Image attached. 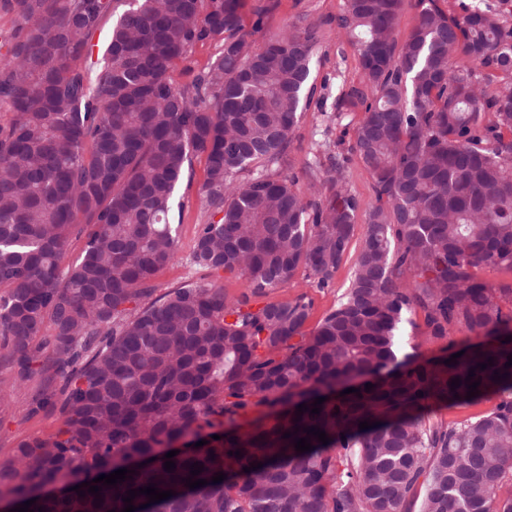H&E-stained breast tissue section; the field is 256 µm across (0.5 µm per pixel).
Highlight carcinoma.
<instances>
[{
	"label": "carcinoma",
	"instance_id": "obj_1",
	"mask_svg": "<svg viewBox=\"0 0 512 512\" xmlns=\"http://www.w3.org/2000/svg\"><path fill=\"white\" fill-rule=\"evenodd\" d=\"M507 2L450 16L439 0H344L336 27L357 48L364 87L340 101L364 107L351 150L373 200L349 285L308 332L312 299L270 293L300 269L310 287H329L359 208L339 153L308 202L284 171L320 26L301 18L264 34L272 0H254L249 28L245 0H0L18 21L0 54V100L13 114L0 126V358L14 368L0 404L40 374L29 413L53 409L64 378L62 425L0 463V496L33 499L34 512H122L128 490L153 483L175 495L132 505L512 512V491L501 494L512 486V309L500 305L512 286L472 272L512 270ZM408 8L416 21L400 42ZM213 41L208 64L176 82L177 65ZM198 155L201 202L218 220L198 226L189 264L244 280L236 300L204 278L156 294L178 250V187ZM74 239L83 247L64 266ZM415 310L432 340L456 326L485 340L427 359L404 353L398 333ZM471 381L480 385L468 400ZM348 388L360 393L340 395ZM486 395L497 403L479 417L434 418ZM312 427L329 443L312 436L313 449L296 451ZM201 435L207 444L192 446ZM179 440L188 446L168 472ZM194 463L203 469L192 477ZM123 468L132 478L102 486L98 507L88 487L72 490ZM188 477L208 484L190 489Z\"/></svg>",
	"mask_w": 512,
	"mask_h": 512
}]
</instances>
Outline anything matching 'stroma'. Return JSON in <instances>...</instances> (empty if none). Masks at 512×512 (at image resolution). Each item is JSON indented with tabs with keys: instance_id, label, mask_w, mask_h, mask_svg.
Masks as SVG:
<instances>
[{
	"instance_id": "1",
	"label": "stroma",
	"mask_w": 512,
	"mask_h": 512,
	"mask_svg": "<svg viewBox=\"0 0 512 512\" xmlns=\"http://www.w3.org/2000/svg\"><path fill=\"white\" fill-rule=\"evenodd\" d=\"M276 8L265 19V31L272 34L287 27L296 18L320 24L322 39L314 55L307 84L310 103L296 126L288 147V172L297 178L296 188L306 199H313L311 179L307 173L318 144L323 138L352 142L355 127L364 117L360 106L337 107L340 92L363 83L355 46L337 29L334 19L341 13L344 0H276ZM205 180V160L197 157L186 173L177 193L178 208L173 221L179 226V251L176 259L161 270L155 280L159 292L202 278V271L191 267V253L198 225L207 223L209 214L203 209L199 189ZM363 217L355 219V233L348 252L337 270L331 285L324 289L310 287L304 272H297L288 283L273 291L276 299H292L308 294L313 301L307 330H314L322 317L336 304L348 286L355 258L362 244ZM43 388L40 377H33L21 388L11 392L6 407L0 409V462L10 458L17 444L32 436L56 432L61 421L58 413L32 415L29 399Z\"/></svg>"
}]
</instances>
